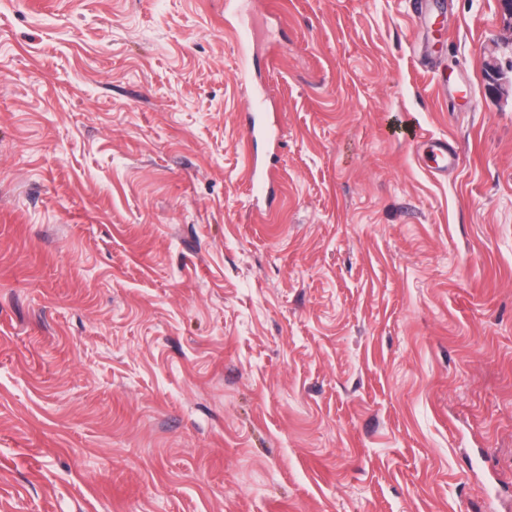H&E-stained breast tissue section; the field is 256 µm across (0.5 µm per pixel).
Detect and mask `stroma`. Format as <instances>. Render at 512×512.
I'll use <instances>...</instances> for the list:
<instances>
[{
    "label": "stroma",
    "mask_w": 512,
    "mask_h": 512,
    "mask_svg": "<svg viewBox=\"0 0 512 512\" xmlns=\"http://www.w3.org/2000/svg\"><path fill=\"white\" fill-rule=\"evenodd\" d=\"M488 48L499 0H0V512H512ZM248 180L253 194L268 196L273 183V175L266 166L259 163L258 159L252 161Z\"/></svg>",
    "instance_id": "stroma-1"
}]
</instances>
